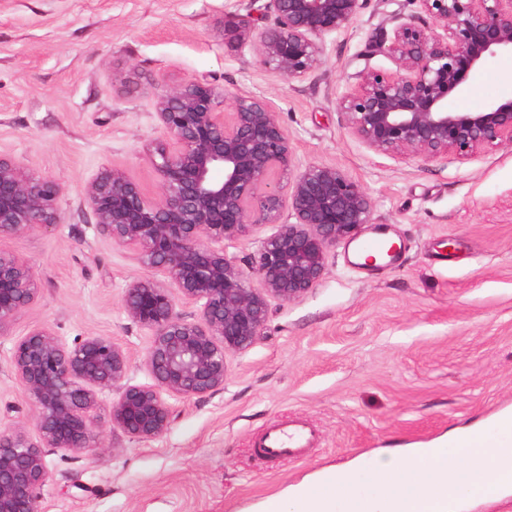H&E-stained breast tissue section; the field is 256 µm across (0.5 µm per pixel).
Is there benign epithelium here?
<instances>
[{"instance_id": "obj_1", "label": "benign epithelium", "mask_w": 512, "mask_h": 512, "mask_svg": "<svg viewBox=\"0 0 512 512\" xmlns=\"http://www.w3.org/2000/svg\"><path fill=\"white\" fill-rule=\"evenodd\" d=\"M239 2L241 11L224 15V41L254 42L262 65L298 79L321 65L325 39L347 31L371 0ZM418 2L430 23L403 21L381 33L370 53L395 69L366 65L351 75L338 107L345 125L369 150L391 157L468 160L512 146V95L476 111L448 108L487 58L512 54V0ZM155 109L165 138L146 153L158 196H146L114 167L85 187L97 224L150 271L128 283L122 303L149 333L144 365L152 382H124L130 357L109 337L69 346L47 326L21 337L12 367L33 400L39 440L0 430V512H39L45 449L98 447L99 396L116 384L112 434L140 441L167 432L169 399L223 389L226 354L262 336L271 302L304 297L326 273L329 250L372 223L371 197L345 171L296 165L278 113L264 99L189 80L162 88ZM62 193L18 157L0 153V239L61 223ZM263 224L277 230L258 241L246 271L225 246ZM38 295L33 268L0 249V333ZM178 297L197 305L193 316L177 311Z\"/></svg>"}]
</instances>
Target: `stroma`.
<instances>
[{"mask_svg": "<svg viewBox=\"0 0 512 512\" xmlns=\"http://www.w3.org/2000/svg\"><path fill=\"white\" fill-rule=\"evenodd\" d=\"M237 8L238 0H0V151L64 189L61 224L0 241L40 286L0 333V427L37 436L11 363L15 342L36 326L69 344L111 337L130 356L128 381L150 380V338L122 306L127 284L146 270L97 224L85 186L117 167L158 195L146 147L164 136L161 86L195 79L266 99L299 165H335L363 186L373 201L364 237L384 232L398 255L372 266L356 243L338 242L317 287L272 302L258 342L227 354L223 389L174 400L171 425L155 440L113 434V394L104 392L101 448L47 452L42 512H239L350 463L362 489L385 451L512 413V146L465 162L394 159L366 149L338 112L347 73L392 15H419L417 0H372L299 79L264 68L251 42L225 43L224 15ZM508 63L512 55H499L474 71L452 108L504 95L498 74ZM286 421L310 430L305 456L256 463L255 443Z\"/></svg>", "mask_w": 512, "mask_h": 512, "instance_id": "35a3bbf8", "label": "stroma"}]
</instances>
